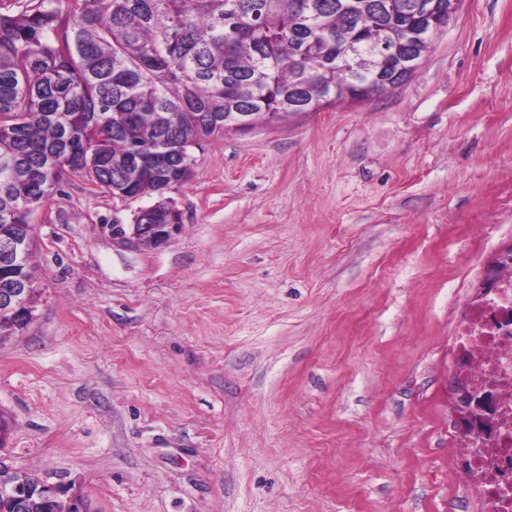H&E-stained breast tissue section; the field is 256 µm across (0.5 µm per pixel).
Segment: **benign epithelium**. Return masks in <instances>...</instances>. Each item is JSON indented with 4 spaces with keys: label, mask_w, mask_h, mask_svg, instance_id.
<instances>
[{
    "label": "benign epithelium",
    "mask_w": 512,
    "mask_h": 512,
    "mask_svg": "<svg viewBox=\"0 0 512 512\" xmlns=\"http://www.w3.org/2000/svg\"><path fill=\"white\" fill-rule=\"evenodd\" d=\"M182 214L171 207L165 224H114L112 243L127 250L137 251L149 246L159 248L166 245L182 232ZM31 250L29 236L19 233L14 238L0 242V253L10 259L17 269L23 268ZM33 289L23 275L16 276L15 288L0 298V339L8 335L6 326L15 328L29 326L36 317V306L31 303ZM457 424L464 432L475 428V407L479 402L470 390H457ZM0 493L4 497L22 496L30 498L31 507L37 508L44 502L50 503L53 512H89L82 495L67 483H52L45 479L38 487L30 484L26 472L13 468L0 459Z\"/></svg>",
    "instance_id": "7a95c632"
}]
</instances>
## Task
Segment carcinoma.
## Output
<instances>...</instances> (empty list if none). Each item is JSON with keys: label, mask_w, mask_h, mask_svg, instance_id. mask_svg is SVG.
Masks as SVG:
<instances>
[{"label": "carcinoma", "mask_w": 512, "mask_h": 512, "mask_svg": "<svg viewBox=\"0 0 512 512\" xmlns=\"http://www.w3.org/2000/svg\"><path fill=\"white\" fill-rule=\"evenodd\" d=\"M422 0H9L0 3V237L70 176L154 199L190 179L184 151L246 113L308 112L396 84L405 55L448 24L422 27ZM356 44L360 67L341 53Z\"/></svg>", "instance_id": "carcinoma-1"}]
</instances>
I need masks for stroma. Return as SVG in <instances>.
<instances>
[{"label": "stroma", "mask_w": 512, "mask_h": 512, "mask_svg": "<svg viewBox=\"0 0 512 512\" xmlns=\"http://www.w3.org/2000/svg\"><path fill=\"white\" fill-rule=\"evenodd\" d=\"M168 245L69 177L38 317L0 341L10 463L92 512H485L454 327L512 247V0H463L403 86L207 140ZM458 393L457 406L454 402V408H457V424L458 428L464 432L475 428L474 417L475 407L479 406V402L475 394L470 390H462L456 387Z\"/></svg>", "instance_id": "obj_1"}]
</instances>
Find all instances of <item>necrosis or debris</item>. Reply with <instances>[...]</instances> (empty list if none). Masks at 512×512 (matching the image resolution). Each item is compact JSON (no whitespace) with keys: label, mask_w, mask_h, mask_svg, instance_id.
<instances>
[{"label":"necrosis or debris","mask_w":512,"mask_h":512,"mask_svg":"<svg viewBox=\"0 0 512 512\" xmlns=\"http://www.w3.org/2000/svg\"><path fill=\"white\" fill-rule=\"evenodd\" d=\"M459 374L484 408L459 479L473 488L487 512H512V275L468 304L456 324Z\"/></svg>","instance_id":"1"}]
</instances>
